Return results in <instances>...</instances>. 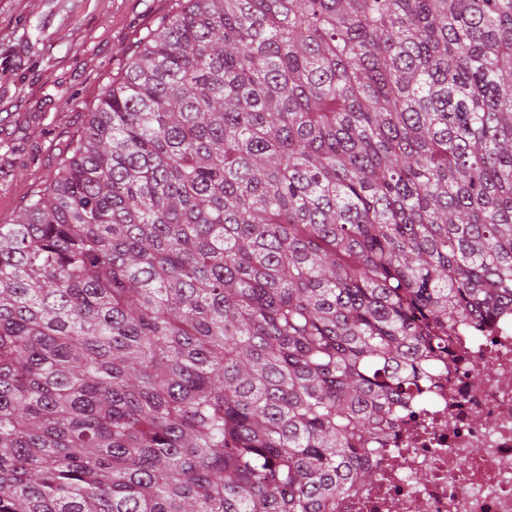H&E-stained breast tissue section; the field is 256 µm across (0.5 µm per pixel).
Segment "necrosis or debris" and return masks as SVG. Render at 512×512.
Segmentation results:
<instances>
[{
  "instance_id": "1",
  "label": "necrosis or debris",
  "mask_w": 512,
  "mask_h": 512,
  "mask_svg": "<svg viewBox=\"0 0 512 512\" xmlns=\"http://www.w3.org/2000/svg\"><path fill=\"white\" fill-rule=\"evenodd\" d=\"M455 343L337 512H512V311Z\"/></svg>"
}]
</instances>
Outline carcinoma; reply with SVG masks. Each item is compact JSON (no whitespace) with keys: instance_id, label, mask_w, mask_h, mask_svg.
Wrapping results in <instances>:
<instances>
[{"instance_id":"cac0c4a2","label":"carcinoma","mask_w":512,"mask_h":512,"mask_svg":"<svg viewBox=\"0 0 512 512\" xmlns=\"http://www.w3.org/2000/svg\"><path fill=\"white\" fill-rule=\"evenodd\" d=\"M512 306V0H181L0 224V512H336Z\"/></svg>"}]
</instances>
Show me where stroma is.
Segmentation results:
<instances>
[{
  "mask_svg": "<svg viewBox=\"0 0 512 512\" xmlns=\"http://www.w3.org/2000/svg\"><path fill=\"white\" fill-rule=\"evenodd\" d=\"M177 0H0V224L58 168Z\"/></svg>",
  "mask_w": 512,
  "mask_h": 512,
  "instance_id": "35a3bbf8",
  "label": "stroma"
}]
</instances>
